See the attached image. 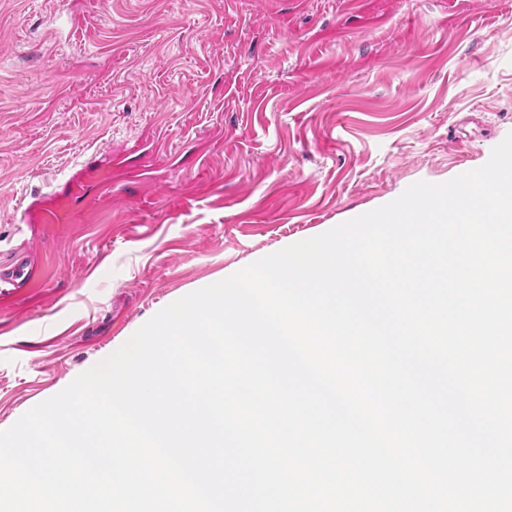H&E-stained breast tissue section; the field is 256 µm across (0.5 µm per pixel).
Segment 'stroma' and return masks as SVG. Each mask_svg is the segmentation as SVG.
I'll list each match as a JSON object with an SVG mask.
<instances>
[{
  "label": "stroma",
  "instance_id": "obj_1",
  "mask_svg": "<svg viewBox=\"0 0 512 512\" xmlns=\"http://www.w3.org/2000/svg\"><path fill=\"white\" fill-rule=\"evenodd\" d=\"M511 132L512 0H0V269L32 273L0 285V430Z\"/></svg>",
  "mask_w": 512,
  "mask_h": 512
}]
</instances>
